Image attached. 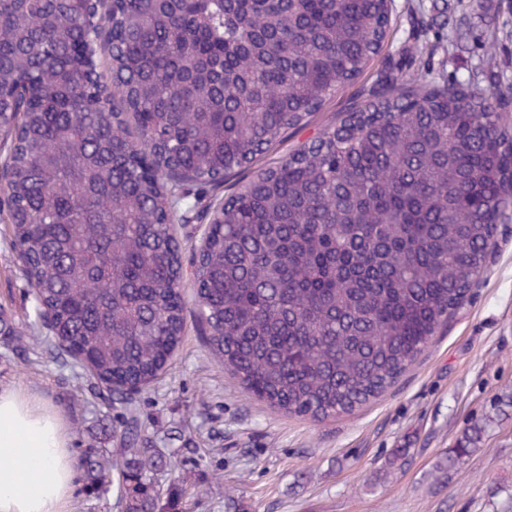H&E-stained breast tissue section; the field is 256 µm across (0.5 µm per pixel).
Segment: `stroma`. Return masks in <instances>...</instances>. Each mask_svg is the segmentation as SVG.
Masks as SVG:
<instances>
[{"mask_svg": "<svg viewBox=\"0 0 512 512\" xmlns=\"http://www.w3.org/2000/svg\"><path fill=\"white\" fill-rule=\"evenodd\" d=\"M385 47L362 76L296 137L266 156L286 157L298 143L334 124L386 71L426 47L432 77L464 78L483 65V40L497 30L494 70L512 76V0H448L465 18L454 40L435 25L432 0H391ZM238 184L216 186L209 199L185 205L176 237L199 245L214 207ZM185 333L168 370L146 389L113 399L84 369L49 344L24 349L0 334V387L16 386L62 416L77 459L92 448L120 447L127 429L159 449L154 476L162 494L184 492V512H512V224L500 225L497 248L471 299L417 362L391 387L349 415L322 421L274 410L248 394L206 346L196 318L193 278L183 274ZM0 312L24 334L46 335L34 294L0 208ZM476 421L486 427L455 467L436 469ZM398 448L403 468L390 466ZM118 472L102 491L86 492L84 469L73 482L71 512H122Z\"/></svg>", "mask_w": 512, "mask_h": 512, "instance_id": "35a3bbf8", "label": "stroma"}]
</instances>
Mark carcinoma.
<instances>
[{"instance_id":"cac0c4a2","label":"carcinoma","mask_w":512,"mask_h":512,"mask_svg":"<svg viewBox=\"0 0 512 512\" xmlns=\"http://www.w3.org/2000/svg\"><path fill=\"white\" fill-rule=\"evenodd\" d=\"M388 29V0H0V194L58 348L120 398L167 368L185 321L168 199L245 173L192 258L217 361L317 420L406 372L512 223V80L401 66L253 170L354 83ZM481 435L469 428L443 468ZM119 453L123 512H183L152 483L158 449ZM85 472L91 493L97 452Z\"/></svg>"}]
</instances>
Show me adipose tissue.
<instances>
[{"label":"adipose tissue","mask_w":512,"mask_h":512,"mask_svg":"<svg viewBox=\"0 0 512 512\" xmlns=\"http://www.w3.org/2000/svg\"><path fill=\"white\" fill-rule=\"evenodd\" d=\"M76 465L61 415L18 388L0 389V512H69Z\"/></svg>","instance_id":"ef3b65f1"}]
</instances>
